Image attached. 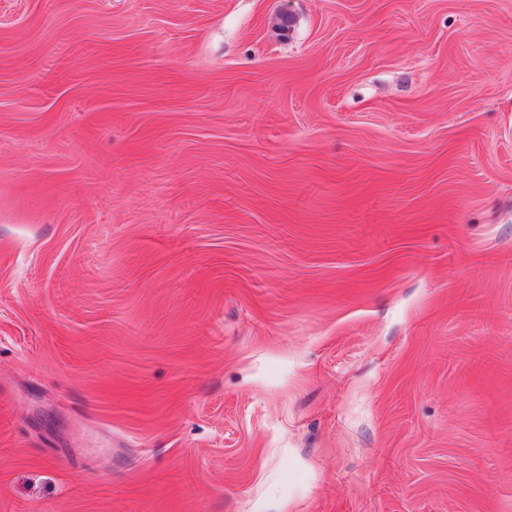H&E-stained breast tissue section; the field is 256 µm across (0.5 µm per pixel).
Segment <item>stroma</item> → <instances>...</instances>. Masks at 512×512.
I'll return each instance as SVG.
<instances>
[{
	"mask_svg": "<svg viewBox=\"0 0 512 512\" xmlns=\"http://www.w3.org/2000/svg\"><path fill=\"white\" fill-rule=\"evenodd\" d=\"M0 512H512V0H0Z\"/></svg>",
	"mask_w": 512,
	"mask_h": 512,
	"instance_id": "obj_1",
	"label": "stroma"
}]
</instances>
